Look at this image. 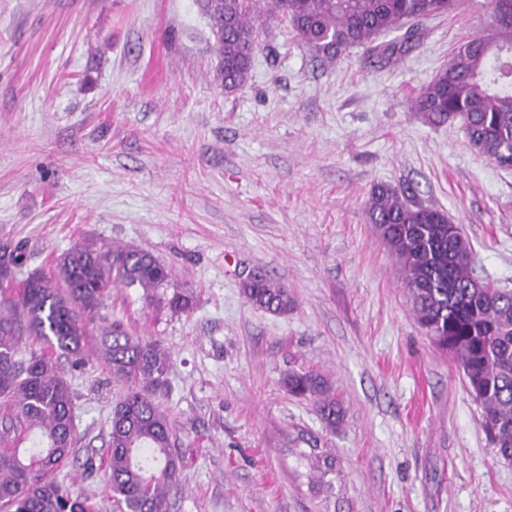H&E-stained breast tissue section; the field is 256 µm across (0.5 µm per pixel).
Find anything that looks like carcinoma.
Instances as JSON below:
<instances>
[{
	"label": "carcinoma",
	"instance_id": "obj_1",
	"mask_svg": "<svg viewBox=\"0 0 512 512\" xmlns=\"http://www.w3.org/2000/svg\"><path fill=\"white\" fill-rule=\"evenodd\" d=\"M469 0H204L216 40L214 80L233 91L247 80L258 46L256 22L264 10L281 16L294 37L326 61L355 47L390 61L412 49L415 24L460 14ZM492 23L463 43L452 61L411 99V109L434 126L460 125L499 166L512 163V0H485ZM404 33L389 40L379 37ZM365 209L395 257L412 313L432 342L457 363L466 389L482 410V427L498 453L512 460V290L479 278L472 245L448 214L389 185L373 188ZM23 253L0 250V509L3 512H96L73 494L56 472L80 437L73 396L60 359L84 363L90 336L112 288H139L151 299L173 280L170 269L133 247L83 243L66 252L56 272H30L17 283ZM252 306L272 314L296 302L261 268L241 281ZM175 314L193 307V296L175 288L167 299ZM101 356L125 391L112 406L104 460L117 512H170L181 489L176 435L156 394L169 382L170 352L105 326ZM288 393L313 401L329 431L346 410L326 378L292 370ZM285 447L309 468V483L332 487L336 455L324 437L295 427Z\"/></svg>",
	"mask_w": 512,
	"mask_h": 512
}]
</instances>
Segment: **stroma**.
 Returning a JSON list of instances; mask_svg holds the SVG:
<instances>
[{
  "instance_id": "35a3bbf8",
  "label": "stroma",
  "mask_w": 512,
  "mask_h": 512,
  "mask_svg": "<svg viewBox=\"0 0 512 512\" xmlns=\"http://www.w3.org/2000/svg\"><path fill=\"white\" fill-rule=\"evenodd\" d=\"M484 3L424 21L389 62L321 60L264 14L248 80L227 92L204 0H0V247L28 272L80 243L126 245L194 294L186 314L134 288L104 309L173 355L170 512H512V461L365 213L380 184L447 211L478 274L512 290V169L410 108L487 26ZM254 268L287 284L292 312L246 301ZM300 368L346 407L327 433L340 470L317 497L280 438L325 433L283 385ZM67 380L81 439L59 478L109 512L105 471L85 461L105 456L122 388L95 355Z\"/></svg>"
}]
</instances>
